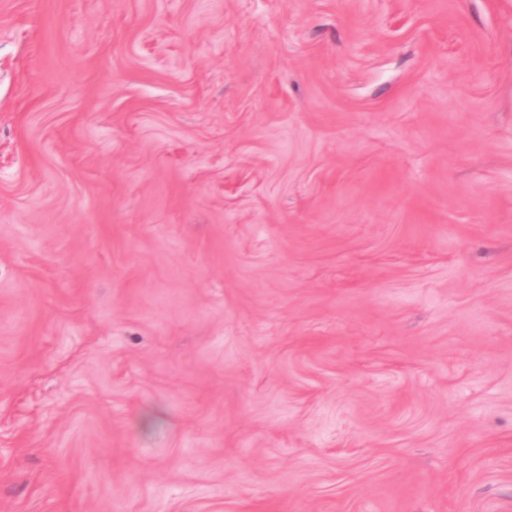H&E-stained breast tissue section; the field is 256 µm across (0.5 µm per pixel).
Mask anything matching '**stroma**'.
Segmentation results:
<instances>
[{"instance_id": "1", "label": "stroma", "mask_w": 512, "mask_h": 512, "mask_svg": "<svg viewBox=\"0 0 512 512\" xmlns=\"http://www.w3.org/2000/svg\"><path fill=\"white\" fill-rule=\"evenodd\" d=\"M0 512H512V0H0Z\"/></svg>"}]
</instances>
